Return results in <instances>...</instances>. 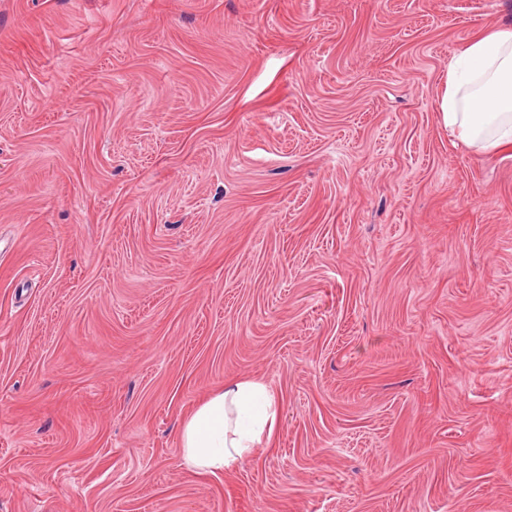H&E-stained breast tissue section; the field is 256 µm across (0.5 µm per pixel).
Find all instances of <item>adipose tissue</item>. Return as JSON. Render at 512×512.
<instances>
[{"label": "adipose tissue", "mask_w": 512, "mask_h": 512, "mask_svg": "<svg viewBox=\"0 0 512 512\" xmlns=\"http://www.w3.org/2000/svg\"><path fill=\"white\" fill-rule=\"evenodd\" d=\"M439 110L452 144H477L489 155L512 152L511 27L475 35L458 47ZM281 410L280 397L264 380L225 381L179 425L183 466L212 476L238 469L278 431Z\"/></svg>", "instance_id": "1"}]
</instances>
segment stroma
Segmentation results:
<instances>
[{
  "instance_id": "stroma-1",
  "label": "stroma",
  "mask_w": 512,
  "mask_h": 512,
  "mask_svg": "<svg viewBox=\"0 0 512 512\" xmlns=\"http://www.w3.org/2000/svg\"><path fill=\"white\" fill-rule=\"evenodd\" d=\"M512 0H0V512H512ZM263 379L280 430L180 464ZM455 145L480 143L489 155L512 152V28L473 36L458 47L439 97ZM281 410L280 396L264 380L225 381L179 425L183 466L212 476L238 469L278 431Z\"/></svg>"
}]
</instances>
